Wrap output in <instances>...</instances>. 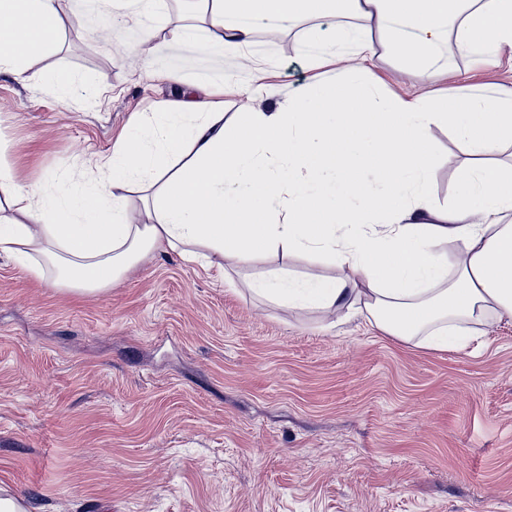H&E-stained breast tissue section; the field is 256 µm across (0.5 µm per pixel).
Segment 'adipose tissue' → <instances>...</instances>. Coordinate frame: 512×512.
Here are the masks:
<instances>
[{"mask_svg":"<svg viewBox=\"0 0 512 512\" xmlns=\"http://www.w3.org/2000/svg\"><path fill=\"white\" fill-rule=\"evenodd\" d=\"M304 17L337 20L332 36L309 33L311 64L345 58L352 71L229 120L216 102L204 112L188 96L161 103L131 119L97 176L64 192L20 184L0 165V252L83 294L156 250L223 270L276 256L255 294L358 313L433 352L464 350L474 325L512 318V165L490 158L512 144V87L462 85L426 101L386 93L370 67L381 48L422 72L450 70L452 49L472 61L512 54V0H210L193 33L219 57L258 24ZM62 33L58 0H0V73L26 79ZM437 127L467 155L446 207L432 198ZM131 188L147 223L126 220ZM306 257L337 275H295L288 260Z\"/></svg>","mask_w":512,"mask_h":512,"instance_id":"1","label":"adipose tissue"}]
</instances>
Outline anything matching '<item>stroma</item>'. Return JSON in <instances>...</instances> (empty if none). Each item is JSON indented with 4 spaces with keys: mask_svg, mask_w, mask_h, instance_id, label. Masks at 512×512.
Returning a JSON list of instances; mask_svg holds the SVG:
<instances>
[{
    "mask_svg": "<svg viewBox=\"0 0 512 512\" xmlns=\"http://www.w3.org/2000/svg\"><path fill=\"white\" fill-rule=\"evenodd\" d=\"M62 46L32 77L0 74V164L49 191L90 171L136 112L206 82L164 70L201 48L174 38L183 0H163L167 26L139 43L127 23L111 42L97 14L61 0ZM305 18L224 55L237 83L224 115L272 110L320 76L303 56ZM139 43L131 55L126 44ZM153 57L158 74L140 75ZM263 66L278 93L251 91ZM461 80L404 68L382 54L388 91L427 98L456 84L512 86V55L481 66L457 58ZM65 67L87 92L61 101L34 79ZM436 204H451L464 161L446 129L433 131ZM266 259L231 278L151 253L103 294L79 295L32 278L0 253V485L32 512H512V320L476 327L461 352L387 337L362 318L295 310L255 298Z\"/></svg>",
    "mask_w": 512,
    "mask_h": 512,
    "instance_id": "stroma-1",
    "label": "stroma"
}]
</instances>
